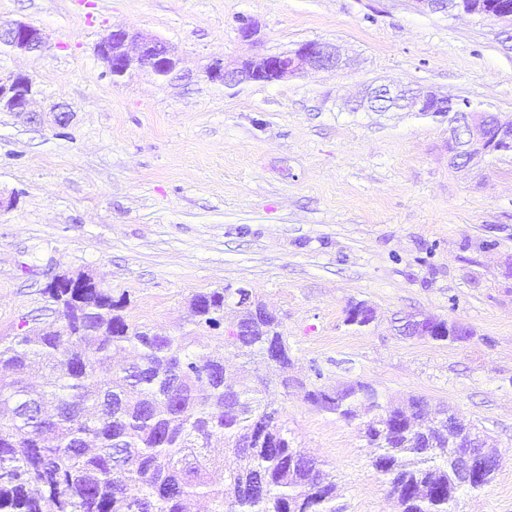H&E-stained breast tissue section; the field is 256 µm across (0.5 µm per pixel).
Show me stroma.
<instances>
[{
	"instance_id": "obj_1",
	"label": "stroma",
	"mask_w": 512,
	"mask_h": 512,
	"mask_svg": "<svg viewBox=\"0 0 512 512\" xmlns=\"http://www.w3.org/2000/svg\"><path fill=\"white\" fill-rule=\"evenodd\" d=\"M258 33L243 40L241 19ZM43 30L37 56L0 48V75L34 76L68 128L0 112V336L36 327L57 275L86 274L157 332L192 331L190 297L249 288L282 322L288 375L362 381L381 402L425 397L496 441L503 462L456 512H512V154L448 160V122L353 104L372 82L468 100L512 121V36L496 19L419 0H0V25ZM174 45L184 68L321 40L348 61L233 89L116 84L96 53L108 29ZM375 310L364 330L349 301ZM460 323L448 343L406 337L398 318ZM265 394L334 475L339 512H398L355 423L299 387Z\"/></svg>"
}]
</instances>
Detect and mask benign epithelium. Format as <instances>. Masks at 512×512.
<instances>
[{
    "label": "benign epithelium",
    "instance_id": "benign-epithelium-1",
    "mask_svg": "<svg viewBox=\"0 0 512 512\" xmlns=\"http://www.w3.org/2000/svg\"><path fill=\"white\" fill-rule=\"evenodd\" d=\"M483 8L498 20L512 22V0H486ZM47 44L44 32L28 23L18 22L8 28L0 27V46L13 52L38 54ZM97 55L106 64L113 82L118 83L135 73L145 72L158 80L191 83L195 75L180 68L176 48L166 41L134 29H113L104 34ZM342 67L336 45L326 41H306L290 52L264 54L233 64L221 58L208 63L202 76L212 84L237 87L247 83H274L309 69L335 71ZM41 90L35 78L27 73L0 76V112L24 115L30 123H39L38 110ZM360 106L372 112L458 113L460 121L448 125L450 162L464 168L475 160L512 148V121L490 118L463 102L453 101L432 91L406 90L386 84L371 85L366 89ZM456 413L448 412V434L452 443L460 441L455 460L453 483L448 488L452 497L461 489L469 488L487 469L499 466L501 457L487 449L484 438L468 428H460Z\"/></svg>",
    "mask_w": 512,
    "mask_h": 512
}]
</instances>
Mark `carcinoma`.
<instances>
[{
	"label": "carcinoma",
	"mask_w": 512,
	"mask_h": 512,
	"mask_svg": "<svg viewBox=\"0 0 512 512\" xmlns=\"http://www.w3.org/2000/svg\"><path fill=\"white\" fill-rule=\"evenodd\" d=\"M43 294L65 324L0 336V512H185L194 496L208 499L210 512H336L333 477L295 445L262 390L227 385L224 357L205 352V337L131 323L126 298L102 288ZM237 299L228 287L192 296L193 324L220 330L232 300L240 331L221 340L243 358L239 374L291 365L281 319ZM346 313L365 327L374 309L352 301ZM128 347L137 361L112 370ZM33 375L44 380L39 390L28 383ZM306 400L348 421L358 401L369 402L376 413L359 433L401 512H454L448 407L433 419L422 397L385 407L363 382L315 386ZM214 470L224 483L211 480Z\"/></svg>",
	"instance_id": "obj_1"
}]
</instances>
